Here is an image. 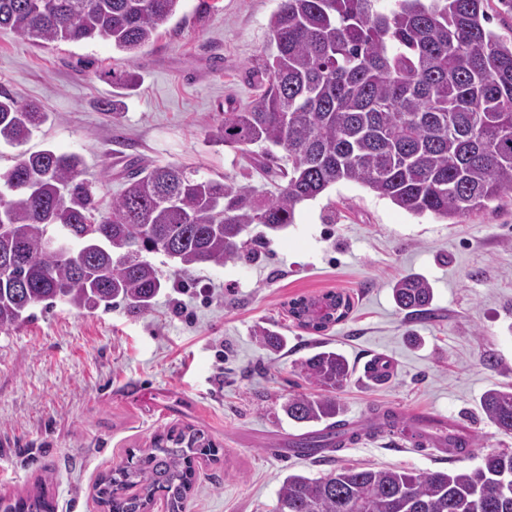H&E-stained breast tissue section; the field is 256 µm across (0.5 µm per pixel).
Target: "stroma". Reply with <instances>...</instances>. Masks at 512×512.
Listing matches in <instances>:
<instances>
[{"label":"stroma","mask_w":512,"mask_h":512,"mask_svg":"<svg viewBox=\"0 0 512 512\" xmlns=\"http://www.w3.org/2000/svg\"><path fill=\"white\" fill-rule=\"evenodd\" d=\"M182 0L154 42L133 54L108 40L36 46L0 32V87L38 104L49 119L16 148L0 145V170L20 152L53 149L84 160L101 211L124 189L130 162L175 163L196 178L224 176L274 191L248 158L209 142L225 111L253 104V70L270 48L279 0ZM134 73L116 91L112 70ZM122 94L119 119L101 108ZM254 258L189 273L164 253L146 256L165 286L149 311L125 303L93 311L35 305L29 321L0 329V496L43 487L54 512H101L94 486L129 454L173 427L211 436L216 459L195 464L185 512H272L284 478L342 466L413 471L470 470L482 455L512 451V432L492 424L483 393L512 383V200L454 220L414 215L348 181L298 205L295 222L272 232L252 225ZM414 273L434 288V313L410 318L392 297ZM327 291L350 295L343 321L317 333L288 314L291 301ZM264 326L287 343L271 351ZM342 353L352 373L339 392L346 422L390 409L460 422L468 458L405 448L386 432L329 451L295 454L310 434L284 415L295 394L316 395L298 369L319 346ZM380 355L381 385L364 377ZM497 366H488L486 356Z\"/></svg>","instance_id":"35a3bbf8"}]
</instances>
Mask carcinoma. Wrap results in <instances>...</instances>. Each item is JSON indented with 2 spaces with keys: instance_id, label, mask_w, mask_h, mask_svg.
Masks as SVG:
<instances>
[{
  "instance_id": "1",
  "label": "carcinoma",
  "mask_w": 512,
  "mask_h": 512,
  "mask_svg": "<svg viewBox=\"0 0 512 512\" xmlns=\"http://www.w3.org/2000/svg\"><path fill=\"white\" fill-rule=\"evenodd\" d=\"M181 0H0V31L39 45L97 38L134 53L150 44ZM280 0L269 20L270 51L256 69L262 92L247 109L224 113L209 141L246 152L286 154L285 181L259 195L233 179H193L175 164L142 167L95 217L98 201L80 157L43 149L0 172V329L28 319L35 304L62 301L95 310L120 299L150 307L164 287L141 258L162 251L188 273L241 258L253 224L276 231L294 223L296 207L340 181L358 183L414 214L455 219L512 199V40L495 34L491 0ZM48 120L38 107L0 90V143L19 146ZM398 308L428 316L434 292L417 274L392 288ZM318 301L289 314L321 332ZM259 341L283 347L260 328ZM321 390L288 398L295 423L325 424L299 443L303 455L342 448L345 423L336 393L351 368L319 350L299 364ZM486 417L512 431V384L487 390ZM216 449L204 430L171 429L151 447L103 475L96 497L107 512H149L161 500L183 512L195 462ZM3 512H53L42 491L1 498ZM275 512H512V451L490 452L473 470L415 472L342 467L320 477L288 475Z\"/></svg>"
}]
</instances>
